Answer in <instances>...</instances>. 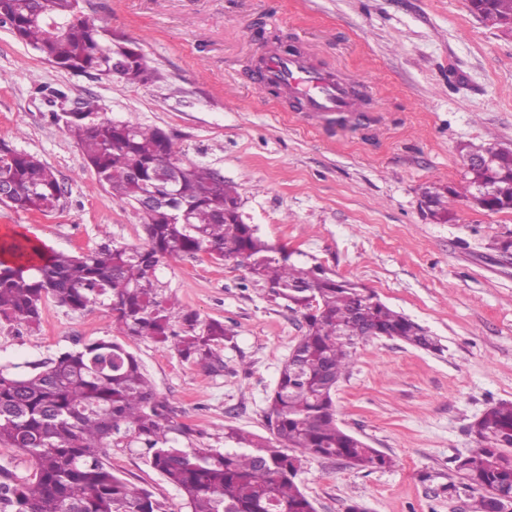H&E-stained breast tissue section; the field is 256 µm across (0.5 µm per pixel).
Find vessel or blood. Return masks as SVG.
Masks as SVG:
<instances>
[{"label": "vessel or blood", "instance_id": "b4317fda", "mask_svg": "<svg viewBox=\"0 0 512 512\" xmlns=\"http://www.w3.org/2000/svg\"><path fill=\"white\" fill-rule=\"evenodd\" d=\"M264 84L281 89L288 98L299 101L302 113L317 126L329 120L362 111L358 95L340 81L322 72L306 54H263Z\"/></svg>", "mask_w": 512, "mask_h": 512}]
</instances>
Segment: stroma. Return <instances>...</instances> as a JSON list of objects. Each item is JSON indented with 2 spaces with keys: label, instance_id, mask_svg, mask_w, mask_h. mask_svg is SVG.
I'll return each instance as SVG.
<instances>
[{
  "label": "stroma",
  "instance_id": "obj_1",
  "mask_svg": "<svg viewBox=\"0 0 512 512\" xmlns=\"http://www.w3.org/2000/svg\"><path fill=\"white\" fill-rule=\"evenodd\" d=\"M98 24L136 41L159 80L128 84L64 70L0 27V143L50 166L60 209L0 204V234L16 232L74 254L102 236L141 243V221L114 203L53 113L91 103L114 120L163 129L240 195L244 220L293 260L363 284L440 338L443 354L399 340L359 344L336 390V421L391 456L356 470L306 461L296 482L316 512H475L467 487L448 493L451 460L476 448L473 422L512 401V256L488 250L512 236V212L454 200V221L430 220L427 186L465 183L464 144L512 148V32L485 25L467 0H81ZM312 50L318 66L358 84L369 124L314 129L248 75L256 48ZM49 89L63 91L50 100ZM166 295L233 332L207 372L171 348L123 337L192 445L220 448L225 426L270 439L265 412L304 322L233 263L201 254L172 262ZM112 334L102 305L74 311L54 299L38 327L0 323V366L28 371L58 352ZM114 473L149 490L166 512L179 491L135 448L111 447Z\"/></svg>",
  "mask_w": 512,
  "mask_h": 512
}]
</instances>
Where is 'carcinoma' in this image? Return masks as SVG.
I'll return each instance as SVG.
<instances>
[{
	"mask_svg": "<svg viewBox=\"0 0 512 512\" xmlns=\"http://www.w3.org/2000/svg\"><path fill=\"white\" fill-rule=\"evenodd\" d=\"M470 11L490 26L512 20V0H469ZM0 24L42 59L74 72L107 75L120 66L122 80L157 77L140 46L87 17L79 0H0ZM54 122L81 148L112 201L138 212L145 234L139 245L104 238L75 255L42 253L30 241L9 248L16 263L0 261V322L33 327L48 297L73 310L100 303L112 312L113 338L59 353L27 374L0 368V445L22 450L32 475L18 477L0 465V512H164L150 492L112 471L106 449L126 444L142 450L149 465L183 495L188 512H315L295 482L308 458L340 460L373 470L394 464L336 423L334 395L356 359V345L373 338L399 340L438 353L439 340L375 293L331 276L323 267H302L282 246L262 240L253 224L224 217L239 201L236 186L197 164L161 129L99 113H53ZM465 158L483 160L465 171L464 193L433 184L425 192L427 214L452 218L451 198L497 213L512 210V149L463 146ZM4 204L48 213L62 205L64 189L37 156L0 144ZM171 195L178 213L145 202ZM206 253L246 268L252 279L285 294L305 322L269 397L272 438L262 441L224 427V451L179 446L191 429L175 420L137 358L119 336L149 339L174 348L186 361L216 368V350L230 330L193 310L173 312L160 273L169 263ZM479 446L455 457L454 471L480 493L481 512L512 505V401L490 406L474 423Z\"/></svg>",
	"mask_w": 512,
	"mask_h": 512,
	"instance_id": "1",
	"label": "carcinoma"
}]
</instances>
